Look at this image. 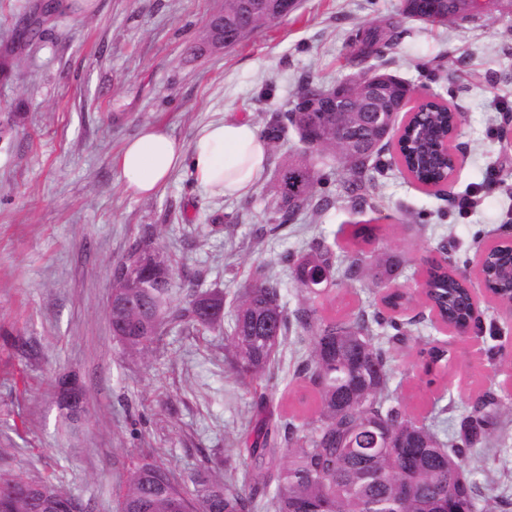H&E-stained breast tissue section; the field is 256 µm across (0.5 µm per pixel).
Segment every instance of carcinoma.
Masks as SVG:
<instances>
[{
  "instance_id": "obj_1",
  "label": "carcinoma",
  "mask_w": 512,
  "mask_h": 512,
  "mask_svg": "<svg viewBox=\"0 0 512 512\" xmlns=\"http://www.w3.org/2000/svg\"><path fill=\"white\" fill-rule=\"evenodd\" d=\"M457 0H401L400 15L434 25L458 20L474 22L482 14L456 15ZM299 8V0H224L210 18L205 37L214 41L215 31L224 32V47L230 48L268 23ZM397 22L386 21L357 36L348 64L351 73L338 83L354 92L363 84L393 80L392 92L407 91L410 83L373 59L381 56L378 45L396 42ZM300 97L287 112L265 118L264 137L277 147L288 129L305 146L304 154L331 153L346 171L343 194L335 198L318 193L323 176L307 162L282 166L277 173V194L267 223L279 228L305 213L319 214L341 199L353 212L373 208L372 171L385 167L380 133L358 122L354 112L300 111ZM355 126L352 146L337 143L332 131L340 122ZM455 114L435 103L413 108L404 137L405 172L421 183L447 180L453 172L451 154L443 144L454 125ZM317 145L310 144V140ZM162 250L152 235L145 234L112 267L122 283L139 263L146 249ZM297 303L288 307L281 281L256 270L252 283L237 292L229 318H224L220 293H190L182 305H172L174 277L150 274L139 287L121 289L122 298L112 304L114 338L123 354L152 353L166 325L184 329L204 328L224 333V351L235 373L248 382L259 406L263 392L275 376L274 359L279 347L294 335L307 342L303 361L294 377L307 380L317 392V408L304 423L295 419L270 424L261 419L255 438L247 445L249 470L238 482L227 474L196 472L176 474L163 460L142 456L129 470L115 503V512H256L258 501L270 498L273 512H478L477 485L459 480L448 462L460 466L483 447L497 428L499 402L487 398L472 406L442 435L429 427L414 429L396 390L390 387L389 350L405 340L404 326L379 313L361 312L353 319H325L314 301L324 286L304 287L326 269L343 281L365 277L379 281L396 279L405 260L400 255L367 259L363 250L343 260L324 239H314L299 257L285 254ZM485 284L503 303H512V248L486 251ZM427 299L440 318L461 324L470 318L469 288L456 278L452 267L428 268ZM213 311L206 317L202 308ZM423 370L431 375L448 364V350L433 345L423 351ZM379 419L394 437H407L401 448L382 456L364 458L357 448H370L373 439L365 423ZM42 481L10 468H0V487H12L22 500L12 503L13 512H42L33 495Z\"/></svg>"
}]
</instances>
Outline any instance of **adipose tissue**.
<instances>
[{
	"instance_id": "obj_1",
	"label": "adipose tissue",
	"mask_w": 512,
	"mask_h": 512,
	"mask_svg": "<svg viewBox=\"0 0 512 512\" xmlns=\"http://www.w3.org/2000/svg\"><path fill=\"white\" fill-rule=\"evenodd\" d=\"M268 153L267 140L244 120L210 123L189 144L146 124L124 144L116 165L127 189L137 194L156 192L187 161L195 181L206 191L240 198L259 184Z\"/></svg>"
}]
</instances>
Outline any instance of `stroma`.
<instances>
[{"mask_svg": "<svg viewBox=\"0 0 512 512\" xmlns=\"http://www.w3.org/2000/svg\"><path fill=\"white\" fill-rule=\"evenodd\" d=\"M223 3L99 0L94 13L49 23L45 40L0 76V466L52 480L86 512H114L119 486L147 453L184 474L228 463L244 472V440L258 413L276 420L315 404L311 389L291 379L301 353L290 343L262 410L217 333L168 326L148 358L123 355L106 315L112 267L147 231L174 262L178 305L191 290L232 298L259 265L287 280L281 255H301L316 237L351 254L358 221L376 229L367 252L406 257L399 288H415L445 245L455 271L472 276L481 323L494 333L439 336L413 305L403 316L412 339L392 352L390 385L411 417L439 431L493 394L512 436V315L474 277L478 254L512 236V148L504 141L512 133V16L445 27L407 18L382 53L417 96L438 94L463 114L462 168L449 196L394 166L376 174L372 210L305 214L270 236V186L278 164L301 154L295 133L270 152L260 184L241 198L205 191L186 164L155 194H133L117 155L146 123L187 143L227 117L262 126L289 109L304 76L328 86L343 80L355 35L396 15L400 0H300L295 13L217 50L205 30ZM475 190L480 204L459 216L457 200ZM388 286L340 281L315 305L324 317L371 314ZM22 338L29 349L19 347ZM421 338L448 346L451 361L436 378L417 368ZM72 371L87 398L78 421L55 386ZM468 466L487 503L512 498V452L482 448Z\"/></svg>", "mask_w": 512, "mask_h": 512, "instance_id": "obj_1", "label": "stroma"}]
</instances>
